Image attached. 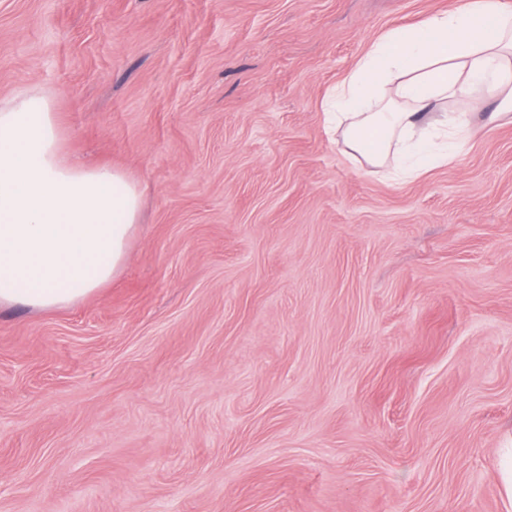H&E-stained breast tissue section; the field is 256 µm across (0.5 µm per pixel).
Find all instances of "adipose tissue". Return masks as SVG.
Returning <instances> with one entry per match:
<instances>
[{
	"instance_id": "adipose-tissue-1",
	"label": "adipose tissue",
	"mask_w": 512,
	"mask_h": 512,
	"mask_svg": "<svg viewBox=\"0 0 512 512\" xmlns=\"http://www.w3.org/2000/svg\"><path fill=\"white\" fill-rule=\"evenodd\" d=\"M481 91L489 123L512 116V7L450 0L447 11L374 40L328 95L348 154L413 179L448 162L467 124L446 101ZM52 95L30 85L0 100V306L51 310L121 271L141 192L125 171L69 156Z\"/></svg>"
}]
</instances>
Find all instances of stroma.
Instances as JSON below:
<instances>
[{
	"mask_svg": "<svg viewBox=\"0 0 512 512\" xmlns=\"http://www.w3.org/2000/svg\"><path fill=\"white\" fill-rule=\"evenodd\" d=\"M448 0H0V98L143 189L118 276L0 307V512H507L512 122L394 181L321 103ZM496 476L502 497L512 504V448L499 449Z\"/></svg>",
	"mask_w": 512,
	"mask_h": 512,
	"instance_id": "obj_1",
	"label": "stroma"
}]
</instances>
